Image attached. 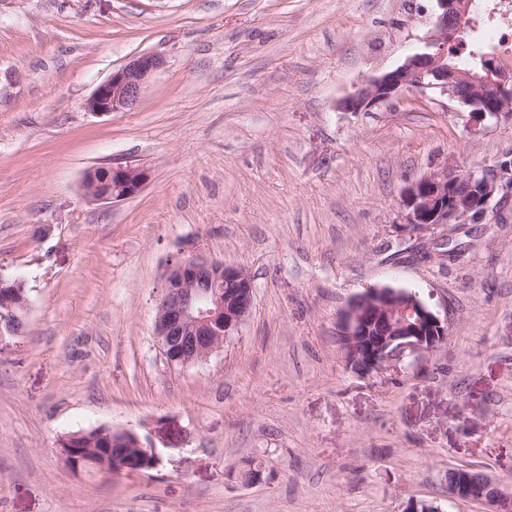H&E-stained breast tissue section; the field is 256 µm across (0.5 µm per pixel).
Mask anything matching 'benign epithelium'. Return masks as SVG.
<instances>
[{
	"label": "benign epithelium",
	"mask_w": 512,
	"mask_h": 512,
	"mask_svg": "<svg viewBox=\"0 0 512 512\" xmlns=\"http://www.w3.org/2000/svg\"><path fill=\"white\" fill-rule=\"evenodd\" d=\"M432 27L423 45L396 69L372 77L341 103L345 112H370L391 105L409 92L457 102L479 122L499 121L512 113V77L494 69L460 71L448 64V38L468 22V0H435ZM163 60L143 53L97 86L85 108L98 115L134 110ZM83 179L85 197L111 203L137 196L149 180L148 171L131 162L101 165ZM512 189V162L477 167L464 173L443 172L411 182L403 196L404 220L419 231L433 224H475L488 211L495 195ZM391 285L370 288L342 312L340 335L361 373H383L406 358L431 352L448 335V322L419 298L397 300ZM253 305V288L239 268L183 255L168 265L164 293L158 305L155 335L168 364L188 367L206 361L239 334ZM9 282L0 280V313L15 315ZM383 330L368 335L374 324ZM448 496L462 501L492 502L496 512H512V494L483 474L459 469L448 478Z\"/></svg>",
	"instance_id": "7a95c632"
}]
</instances>
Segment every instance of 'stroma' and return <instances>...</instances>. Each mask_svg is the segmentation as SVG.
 <instances>
[{
    "mask_svg": "<svg viewBox=\"0 0 512 512\" xmlns=\"http://www.w3.org/2000/svg\"><path fill=\"white\" fill-rule=\"evenodd\" d=\"M434 0H0V512H492L448 497L470 467L512 490V192L477 224L412 231L417 178L512 159V119L405 94L341 110L429 31ZM164 60L139 106L86 100L135 56ZM132 161L136 197L88 201ZM460 246L439 259L443 241ZM197 252L254 289L238 336L169 365L164 273ZM392 285L448 321L400 371L347 363L341 311ZM130 429L154 469L76 474L67 434ZM254 480H246L248 471ZM100 167L106 173L101 182ZM149 180L148 171L131 162H112L87 171L83 179L85 197L92 202L111 203L137 196Z\"/></svg>",
    "mask_w": 512,
    "mask_h": 512,
    "instance_id": "35a3bbf8",
    "label": "stroma"
}]
</instances>
